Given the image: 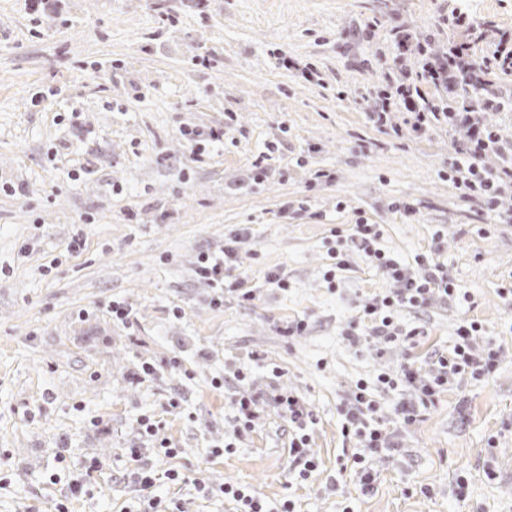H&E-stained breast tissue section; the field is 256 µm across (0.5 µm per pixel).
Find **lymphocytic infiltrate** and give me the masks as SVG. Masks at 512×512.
Wrapping results in <instances>:
<instances>
[{"label": "lymphocytic infiltrate", "mask_w": 512, "mask_h": 512, "mask_svg": "<svg viewBox=\"0 0 512 512\" xmlns=\"http://www.w3.org/2000/svg\"><path fill=\"white\" fill-rule=\"evenodd\" d=\"M449 29H461L465 40L451 42L445 54L425 53L422 43L407 28L395 31L393 45L398 53L418 50L422 53L419 69L404 81L388 85L379 92L373 112L367 118L379 130L400 139L404 136L422 138L445 128L462 130V139L453 141L448 162L449 179L461 192L462 198L479 199L487 212L499 214L502 221L511 223L512 212H500L499 199L505 185H512V141L502 140L489 127L474 117L475 106L490 111L505 109L512 99L495 91L491 75H512V33L502 30L494 22L477 20L461 10H451L445 19ZM400 114L402 121L390 124L391 113ZM501 155L503 164L492 169L484 159L488 153ZM334 247L329 253L334 271L341 272L349 265L348 256L357 253L388 279L396 284L394 291L381 296L377 303L365 306L353 319V331L375 338L382 347L404 344L420 335L417 327H404L396 315L404 308L420 309L435 299L455 300L467 298L468 293L448 275L437 253L419 254L413 264H405L379 246L381 231L378 225L358 219L349 232H336ZM240 262L233 246H225L222 256L202 255L197 272L220 296L214 304H223V292L236 294L243 303L256 298L254 287L243 280H230L229 273ZM481 333L480 325L463 319L455 329V341L448 351L434 355L428 377H421L415 364L402 370L405 382L417 385L415 401L398 408L400 421L413 424L421 410L433 405L439 390L459 375H470L481 380L491 376L497 366V353L486 347L474 353L473 343ZM273 402L280 417L287 422L292 436L289 455L300 463L298 478L307 479L319 463L308 448L305 430L313 417L303 401L290 393L274 396ZM377 407L367 385H358L343 412L344 437L355 440L356 450L351 456L363 490H371L375 482L372 468L374 455L389 449L391 442L376 417Z\"/></svg>", "instance_id": "1"}]
</instances>
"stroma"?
<instances>
[{"instance_id":"stroma-1","label":"stroma","mask_w":512,"mask_h":512,"mask_svg":"<svg viewBox=\"0 0 512 512\" xmlns=\"http://www.w3.org/2000/svg\"><path fill=\"white\" fill-rule=\"evenodd\" d=\"M454 6L512 30V0H0V512L62 499L70 512H121L156 496L225 512L198 482L298 512H512V299L499 294L512 283V223L460 198L447 133L397 140L366 119L389 78L419 66L396 54L395 28L443 53L462 38L442 24ZM282 56L314 64L315 81ZM218 127L220 143L181 135ZM319 170L330 180L314 181ZM361 216L405 262L439 246L471 297L401 311L424 333L382 355L345 333L391 281L356 254L341 282L326 277L332 229ZM229 244L233 277L258 297L217 307L198 258ZM269 269L287 288L260 287ZM116 302L126 320L113 319ZM464 317L491 336L496 372L452 380L397 429V395L377 374L448 349ZM300 318L307 331L284 335ZM146 362L157 372L137 381ZM242 368L248 392L283 389L311 410L320 465L307 480L288 477V427L273 410L234 438ZM361 380L398 444L375 461L368 494L340 468L353 452L342 411ZM144 414L156 436L139 435ZM163 439L177 457L158 453ZM94 458L103 470L69 498ZM138 464L154 487L129 482Z\"/></svg>"}]
</instances>
